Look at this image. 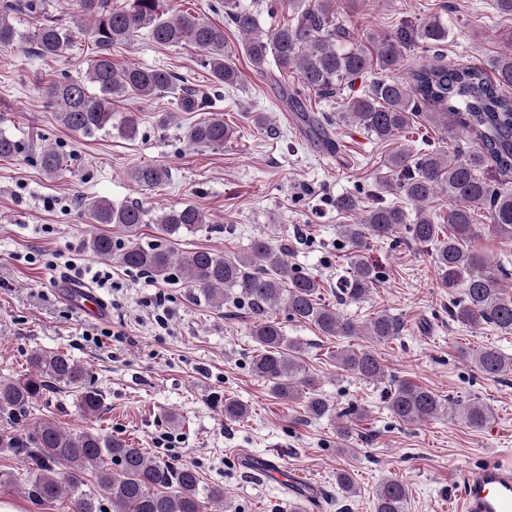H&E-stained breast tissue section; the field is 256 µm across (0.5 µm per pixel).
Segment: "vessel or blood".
Wrapping results in <instances>:
<instances>
[{
    "mask_svg": "<svg viewBox=\"0 0 512 512\" xmlns=\"http://www.w3.org/2000/svg\"><path fill=\"white\" fill-rule=\"evenodd\" d=\"M63 289L70 299L86 313L96 316L100 307L90 288L63 282ZM252 471L263 479L274 480L287 485L291 493H304L306 499H313L315 492L299 475L288 472L272 461L255 463ZM461 487L459 512H512V467L502 463H489L459 474Z\"/></svg>",
    "mask_w": 512,
    "mask_h": 512,
    "instance_id": "obj_1",
    "label": "vessel or blood"
}]
</instances>
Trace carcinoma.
Masks as SVG:
<instances>
[{
	"label": "carcinoma",
	"mask_w": 512,
	"mask_h": 512,
	"mask_svg": "<svg viewBox=\"0 0 512 512\" xmlns=\"http://www.w3.org/2000/svg\"><path fill=\"white\" fill-rule=\"evenodd\" d=\"M71 24L57 19L39 20L46 13L45 0H3L0 3V51L21 43H32L43 56H58L71 43L74 30L90 33L96 56L84 76L64 75L51 82L47 97L56 108V118L65 128L83 135L118 129L133 138L138 131L134 114L121 116L112 111V99L135 95L149 101L162 93L182 92L183 109L208 112L210 117L187 131L194 144L212 150L224 148L234 129L223 114L213 112L219 96H188L169 71L157 68L117 67L111 49L133 40L146 29L159 44L191 45L202 52L201 66L208 70L216 88L233 87L240 72L224 39V27L201 15L181 11L168 14L164 0H126L120 9L112 0H72ZM294 13L291 22L263 29L259 14L240 0H224V20L241 35L240 49L253 69L266 74L270 68L296 71L305 91L341 96L345 85L373 69L375 77L363 95L344 103L336 120L362 128L369 136L386 141L419 122L424 116L444 131L477 142L478 148H457L450 157L442 149L412 151L401 148L386 160L388 174L381 189L404 198L415 206L414 218L404 206L378 198L369 206L355 195L333 200L340 213H355L356 222L340 225V235L351 258L349 276L336 285V299L362 300L379 281L376 268L364 259L372 241L389 238L404 230L416 245L431 250L440 287L460 289L449 301L448 316L472 329L485 324L503 335L512 334V299L480 272L484 254L469 248L476 234L475 216L480 214L492 230L512 240V189L505 178L512 175V41L509 54L494 64V78L475 66L429 62L411 69L410 82L392 77L404 62V52L415 46L425 51L448 43V23L429 18L403 23L391 35L358 40L336 17L334 0H288ZM27 13L38 21L22 31L14 14ZM293 111L299 113L309 136L336 148L329 138L332 118L315 116L301 106L300 91L288 93ZM25 144L0 132V158H12ZM38 162L52 176L61 170L63 158L51 146L39 148ZM504 177L486 176L489 166ZM168 178V170L145 164L131 172V180L145 188H156ZM448 197V211L439 219L428 208L438 195ZM91 224H112L126 241L112 235L91 233L85 247L105 260L138 270L159 280L178 278L190 288L195 301L222 308L245 304L252 313L250 336L258 345L251 362L254 374L262 378L280 399H302L303 413L318 419L331 406L317 390V380L301 358V343L286 337L279 323L268 318L282 309L300 322L314 325L324 336H367L375 343L394 339L403 329L394 316L382 312L366 328L342 314L323 297L320 281L288 260V252L265 238H257L238 252L219 253L206 249L183 251L173 240L194 234L208 224L206 214L193 205L164 210L157 215L137 202L115 204L104 197L83 201ZM156 228V240L143 243L139 229ZM478 371L498 379L512 373V357L495 347L471 354L461 352ZM338 366L368 382H382L387 369L376 351L348 347L336 352ZM28 373L19 378L0 379V414L10 420L27 416L32 404L56 386L73 390L78 406L87 418L102 410L104 396L92 381L88 368L62 351L35 350L28 358ZM388 392V408L395 419L415 423L433 419L445 404L433 391L410 381L394 380ZM462 420L481 428L492 417L491 409L476 400L461 405ZM248 406L224 399V417L242 420ZM0 448H13L26 456L27 494L39 502L71 500L74 512H99L95 500L82 489V474L94 473L100 490L112 504V512H211L230 507L224 488L201 485L200 473L192 464L156 460L125 439L104 435L94 428L73 433L50 419L40 421L25 437L0 434ZM408 488L387 477L377 486L373 512H405Z\"/></svg>",
	"instance_id": "obj_1"
}]
</instances>
